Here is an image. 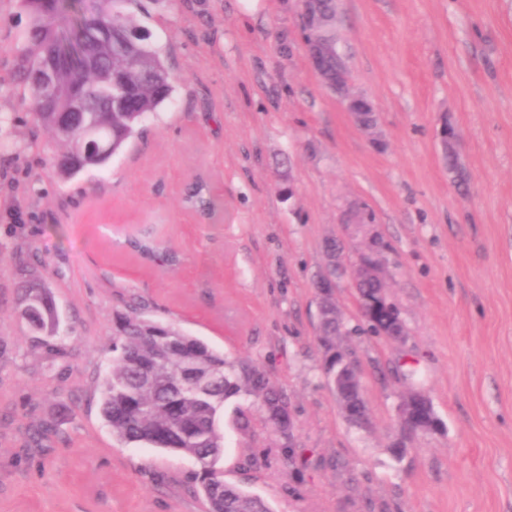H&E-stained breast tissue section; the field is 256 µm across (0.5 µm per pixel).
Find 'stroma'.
I'll return each mask as SVG.
<instances>
[{"label":"stroma","mask_w":512,"mask_h":512,"mask_svg":"<svg viewBox=\"0 0 512 512\" xmlns=\"http://www.w3.org/2000/svg\"><path fill=\"white\" fill-rule=\"evenodd\" d=\"M133 11L174 92L104 167L63 177L64 146L33 125L28 89L0 91V512H206L192 459L122 443L101 418L133 297L287 393L292 436L244 391L220 419L225 480L273 512H512V0H337L348 90L376 112L368 130L311 68L297 0ZM28 22L20 0H0V75ZM199 174L222 221L185 204ZM130 235L179 263L144 261ZM332 241L352 262L378 246L407 329L401 342L345 339L361 429L316 339ZM32 275L60 315L52 356L17 310ZM411 391L442 431L406 433L396 405Z\"/></svg>","instance_id":"stroma-1"}]
</instances>
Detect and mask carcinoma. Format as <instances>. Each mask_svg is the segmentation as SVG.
<instances>
[{
	"label": "carcinoma",
	"instance_id": "carcinoma-1",
	"mask_svg": "<svg viewBox=\"0 0 512 512\" xmlns=\"http://www.w3.org/2000/svg\"><path fill=\"white\" fill-rule=\"evenodd\" d=\"M132 2L93 0L77 28L72 23L60 24L66 19L67 6L63 0H54L27 30L29 46L18 58L10 84L28 86L33 98L37 90L32 73L43 56L42 47L51 45L60 52L62 45L73 39L80 47L68 55L70 70L60 81L59 97L67 99L78 88L90 111L72 113L63 135L54 116L32 104L35 122L66 146L61 158L71 163L59 166L64 176L104 165L172 96V76L157 43L152 41L134 51L97 37L102 28L140 27L130 12ZM91 70L98 75L112 74L117 92L126 95V104L109 105L98 93L97 80L88 76ZM89 121L98 127L102 154L97 157H86L75 148L83 125ZM187 202L205 218L217 210L202 183L192 187ZM134 247L154 261L162 259L164 265L176 262V255L168 249L137 241ZM20 289L23 298L33 292L38 295L39 306L28 321L32 331L39 336L55 335L58 316L49 291L36 278L23 280ZM319 344L326 354L336 349V322L322 319ZM218 367L222 377L203 388L196 386V380ZM244 387L261 395V408L268 412L276 415L288 407L286 396L264 373L253 368L239 373L223 354L198 337L135 312L122 317L112 347V370L102 383L100 413L112 436L121 442L143 443L192 457L200 469L195 480L208 503V512H272L262 498L225 481L219 466L224 448L220 412L225 400Z\"/></svg>",
	"mask_w": 512,
	"mask_h": 512
}]
</instances>
